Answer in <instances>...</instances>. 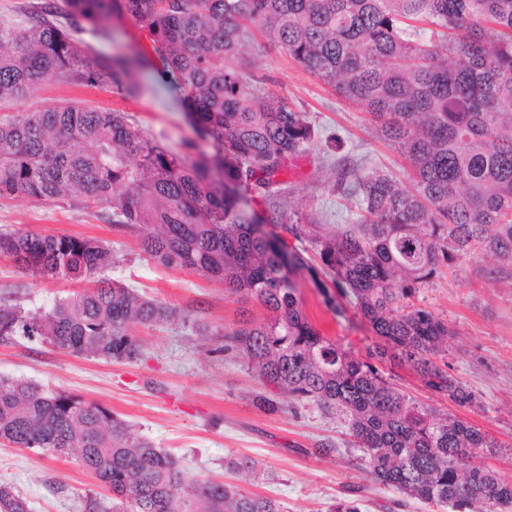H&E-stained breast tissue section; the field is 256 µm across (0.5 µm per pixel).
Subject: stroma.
<instances>
[{
    "label": "stroma",
    "mask_w": 512,
    "mask_h": 512,
    "mask_svg": "<svg viewBox=\"0 0 512 512\" xmlns=\"http://www.w3.org/2000/svg\"><path fill=\"white\" fill-rule=\"evenodd\" d=\"M243 55L248 76L265 78L267 93L303 112L322 140L319 150L297 158L285 173V212L303 211L318 216L327 229L339 228L347 211L333 189L337 161L392 172L396 152L361 108L337 97L284 50L258 37L245 43ZM162 73L157 62L137 73L143 92L136 99L114 90L42 83L8 110L20 113L69 101L114 109L127 113L148 137L174 147L194 132ZM98 212L78 200L0 198V230L102 240L114 250L110 277L175 308L178 320L134 327L141 355L130 363L75 356L19 336L0 345V377L32 379L96 401L126 420L136 435L178 458L190 476L237 484L276 500L284 512H328L351 488L358 491L362 512H444L376 483L360 451L348 446V428L341 420L311 407L289 408L283 397L272 409L256 405L261 384L243 361L221 354L220 348L224 329L244 317L261 321L264 309L242 306L225 296L223 285L198 273L156 264L141 251L135 233L108 224ZM495 264L491 256L466 262L415 299L416 306L447 319L452 331L448 373L473 393V404L460 406L429 392L411 371L398 368L394 374L396 384L439 414L453 415L501 442L496 454H482L481 461L512 479V281L488 280L485 271ZM77 289L69 281L35 278L0 261V294H15L25 309L50 308ZM302 297L325 335L359 354L373 343L370 326L354 307L338 319L314 288L303 286ZM194 320L208 324V335L192 331ZM243 456L258 463L257 478L228 469L229 460ZM0 481L12 484L31 512H83L87 498L110 497L76 457L37 448L0 445Z\"/></svg>",
    "instance_id": "stroma-1"
}]
</instances>
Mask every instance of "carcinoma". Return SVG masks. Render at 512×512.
<instances>
[{
    "label": "carcinoma",
    "mask_w": 512,
    "mask_h": 512,
    "mask_svg": "<svg viewBox=\"0 0 512 512\" xmlns=\"http://www.w3.org/2000/svg\"><path fill=\"white\" fill-rule=\"evenodd\" d=\"M131 18L172 75L196 139L176 151L116 110L77 103L0 115V198L85 199L109 223L138 233L155 262L224 284L267 311L224 332L264 391L343 419L375 482L449 512H506L512 480L477 461L496 440L438 416L391 381L407 368L458 405L473 394L440 363L448 320L417 307L419 288L474 257L492 279L512 278V0H45L19 26L0 25V104L45 81L142 93L131 80L145 52L112 54L79 34L110 38L106 22ZM259 32L349 104L362 108L403 159L408 182L340 165L336 191L350 222L333 234L274 201L293 159L317 134L287 101L262 100L246 81L241 48ZM211 148L206 152L201 145ZM257 193L262 209L251 206ZM309 242L318 262L288 238ZM82 289L43 313L0 296V342L39 339L69 353L118 362L140 355L130 326L173 310L112 280L99 240L0 231V261ZM326 310L354 305L376 341L366 355L310 320L298 278ZM77 457L112 490L87 512H282L271 498L194 479L105 406L34 381L0 378V443ZM0 512H29L0 483Z\"/></svg>",
    "instance_id": "1"
}]
</instances>
